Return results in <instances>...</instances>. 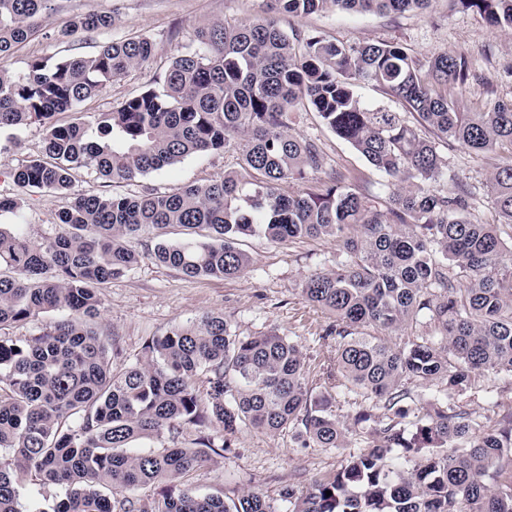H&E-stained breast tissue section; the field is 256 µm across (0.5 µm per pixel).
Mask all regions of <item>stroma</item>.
<instances>
[{
	"label": "stroma",
	"mask_w": 512,
	"mask_h": 512,
	"mask_svg": "<svg viewBox=\"0 0 512 512\" xmlns=\"http://www.w3.org/2000/svg\"><path fill=\"white\" fill-rule=\"evenodd\" d=\"M87 10L115 12L118 22L114 36L149 35L156 43L155 54L128 76L114 81L105 94L82 103L78 111L56 113L55 120L60 124L91 120L95 114L111 111L151 85L187 44L196 27L216 20L231 25L263 17L265 4L263 0H67L65 14ZM65 14L50 18L48 29L60 28ZM276 22L287 31L316 30L327 40L348 48L366 42L399 43L420 61L442 51L461 53L479 76L478 81L453 89L452 95L461 109L478 112L496 101L512 99V33L491 27L479 16L461 9L454 0H432L427 9L404 13L336 11L299 17L280 15ZM291 131L315 141L324 154L323 168L308 173L309 183L323 184L341 172L354 176V188L364 195L383 198L391 191L389 178L374 170L348 142L328 129L317 113H294ZM43 137L44 131L36 123L17 131L0 132V194L21 196L24 229L35 241L56 234L57 214L69 200L62 193H22L12 181L16 165L41 154ZM242 148L238 142L222 152L192 155L174 167L127 182H113L93 171L79 169L74 173L73 189L89 195L133 194L146 188L164 192L219 180L237 169ZM439 151L448 160L449 176L468 182L474 192L468 217L481 223L496 222L488 187L494 158L457 142L440 145ZM241 244L251 264L243 276L235 279L188 278L145 260L105 284L99 323L116 340L114 366L134 364L151 337L211 313L224 315L242 336L275 331L292 337L311 379H318L323 368L335 366L336 342L322 337L331 317L313 306L302 292L310 274L335 268L341 257L335 242L304 239L274 243L255 234L243 238ZM455 399L475 411L484 426H494L503 414L512 412V378L482 373ZM362 408L369 410L374 419L383 414L374 400H337L336 413L349 426L346 445L337 450L299 447L288 429L268 434L244 427L229 437L214 431L215 440H229V450L212 456L188 481L203 493L219 491L234 496L256 490L271 502H278L285 486L307 488L314 479L336 472L350 454L363 448L375 426L354 425L353 418Z\"/></svg>",
	"instance_id": "stroma-1"
}]
</instances>
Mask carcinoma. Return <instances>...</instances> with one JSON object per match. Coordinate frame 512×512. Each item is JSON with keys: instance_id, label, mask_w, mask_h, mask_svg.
<instances>
[{"instance_id": "obj_1", "label": "carcinoma", "mask_w": 512, "mask_h": 512, "mask_svg": "<svg viewBox=\"0 0 512 512\" xmlns=\"http://www.w3.org/2000/svg\"><path fill=\"white\" fill-rule=\"evenodd\" d=\"M65 0H0V58L40 34ZM289 16L316 12H406L430 0H266ZM512 33V0H454ZM112 12L68 17L59 43L101 35ZM162 80L88 122L56 125L66 112L106 92L154 55L148 36L106 39L90 54L34 58L0 71V129L45 125L43 154L13 171L24 189L64 193L79 168L114 182L172 167L186 157L244 141L240 170L171 192L78 195L58 214L59 230L41 242L22 230L19 198L0 194V330L48 310L69 318L34 336L0 335V512H22L18 484L33 474L65 495L33 512H512V412L484 428L452 394L478 373L512 376V163L490 187L500 223L465 212L472 192L448 175L436 141L476 152L512 154V102L462 112L448 87L479 77L465 55L439 52L417 62L403 45L345 48L316 31L287 33L271 20L196 28ZM372 82L417 115L373 108L356 82ZM316 112L377 171L399 182L383 202L338 174L320 187L284 194L324 156L289 133L292 113ZM170 226L185 237L163 239ZM272 242L330 238L346 254L336 268L310 275L307 300L335 323L340 338L336 389L381 403L384 413L364 448L336 473L279 505L259 491L235 498L200 494L184 483L224 453L209 431L243 427L295 431L304 448H342L348 428L334 399L314 393L294 341L277 332L239 336L222 315L207 314L152 337L133 365H112V344L94 326L101 288L145 259L188 278L234 279L250 258L240 239ZM158 237L146 254L127 242ZM429 326L391 345L393 334ZM432 388L422 414L407 404L408 385ZM192 427L193 447L142 455L132 442ZM170 488L158 499L139 491ZM332 495H326V491Z\"/></svg>"}]
</instances>
